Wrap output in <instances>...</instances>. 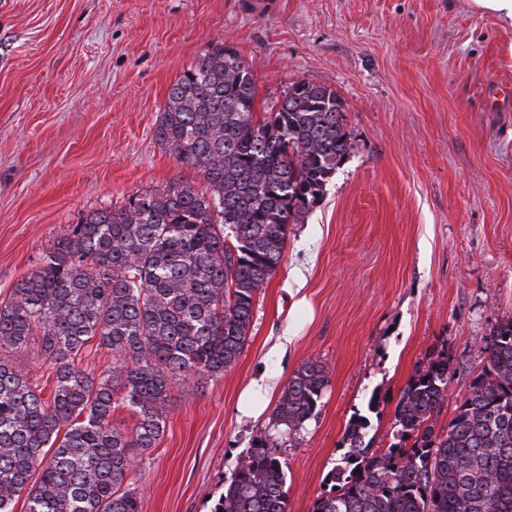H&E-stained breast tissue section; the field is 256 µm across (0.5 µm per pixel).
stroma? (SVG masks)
<instances>
[{"mask_svg": "<svg viewBox=\"0 0 512 512\" xmlns=\"http://www.w3.org/2000/svg\"><path fill=\"white\" fill-rule=\"evenodd\" d=\"M216 43L252 63L257 106L299 80L333 88L353 148L293 225L241 356L173 387L132 486L141 512H214L238 457L268 440L288 512H311L352 416L368 414L381 453L402 389L444 349L446 427L485 336L512 319V27L469 0H0V300L88 212L203 188L155 128ZM311 358L328 371L318 412L274 441L239 396L263 374L277 401Z\"/></svg>", "mask_w": 512, "mask_h": 512, "instance_id": "stroma-1", "label": "stroma"}]
</instances>
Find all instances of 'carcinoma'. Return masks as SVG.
I'll return each mask as SVG.
<instances>
[{
    "mask_svg": "<svg viewBox=\"0 0 512 512\" xmlns=\"http://www.w3.org/2000/svg\"><path fill=\"white\" fill-rule=\"evenodd\" d=\"M252 64L222 43L171 86L155 136L202 175L95 210L50 241L0 304V512H140L135 458L163 433L171 388L224 372L240 357L253 299L288 240L352 149L342 104L325 85L296 81L255 108ZM93 338L111 373L81 365ZM36 348L53 374L50 398L4 352ZM487 364L456 401L443 349L415 373L395 408L393 442L365 444L366 415L348 424L342 464L311 512H512V320L486 337ZM328 384L304 363L272 411L279 436H300ZM123 406L132 430L113 422ZM214 512H288L283 463L268 442L237 462Z\"/></svg>",
    "mask_w": 512,
    "mask_h": 512,
    "instance_id": "obj_1",
    "label": "carcinoma"
}]
</instances>
